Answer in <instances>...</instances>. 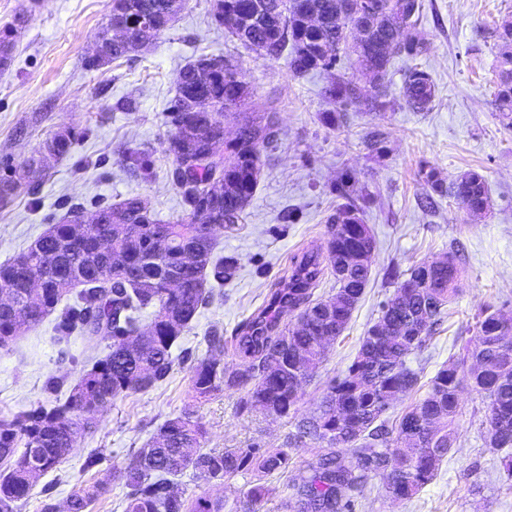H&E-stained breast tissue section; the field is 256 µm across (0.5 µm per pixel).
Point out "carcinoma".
Returning a JSON list of instances; mask_svg holds the SVG:
<instances>
[{
  "instance_id": "carcinoma-1",
  "label": "carcinoma",
  "mask_w": 512,
  "mask_h": 512,
  "mask_svg": "<svg viewBox=\"0 0 512 512\" xmlns=\"http://www.w3.org/2000/svg\"><path fill=\"white\" fill-rule=\"evenodd\" d=\"M181 0H108V22L101 53L87 61L99 68L131 56L163 32ZM420 0H215L212 19L231 40L265 56L287 55L289 71L303 76L331 72L341 54L357 56L372 77L369 110L386 107L387 78L395 56L417 57L422 39L404 30L416 25ZM356 41L349 43L351 31ZM499 42L498 82L494 105L498 118L512 126V20L496 27ZM406 102L421 112L435 96L430 75L416 68L405 75ZM360 88L338 72L326 87L336 109L320 113L321 123L336 129L346 122L342 106L360 97ZM211 111L196 112L197 101ZM248 91L230 60L202 56L180 73L168 119L174 132L169 181L178 189L186 216L168 224L153 217L138 197L101 206L95 221L78 233L73 224L84 207L72 204L30 248L0 265V295H10L15 310L0 304V346L38 326L76 288L75 301L58 317V339L77 333L89 340H112L111 352L80 372L68 396L39 404L12 417H0V512H18L34 480L63 462L83 434L98 425V414L116 399L147 391L165 381L175 365L173 347L182 332L207 305L215 282L229 283L238 273L237 259L214 258L212 226L230 230L241 223L252 199L262 165V150L277 141V107L255 104L261 120L244 117L234 139H224V114L238 110ZM77 133L66 129L45 142L51 156L70 153ZM39 171L38 161L0 176L5 203L21 182ZM430 193L455 198L468 212L490 204L483 176L470 171L444 183L433 168L421 170ZM358 180L345 173L336 183L342 203L331 215L325 260L306 252L287 280L277 284L268 305L243 323L234 338L238 363L224 365V334L214 328L205 337L208 354L190 370L195 398L207 399L226 388H247L243 409L280 419L295 418L303 383L324 360L323 338L336 339L347 328L371 278L374 249L361 214ZM461 254L440 261H421L395 272L396 286L366 329L346 372L332 378L319 409L295 422V439L320 444L311 474L291 486L282 504L286 512H346L364 495L371 480H383L395 501L414 498L438 475L456 447L462 415L459 393L468 387L486 401L490 444L505 452L503 474L512 480V319L489 308L477 317L465 355L441 366L421 398L405 410L392 429L384 415L401 396L420 390V372L409 357L421 351L440 327L447 307L460 291ZM335 277L336 294L314 298L325 270ZM41 279L43 298L28 300L31 275ZM176 280L179 286L170 287ZM152 309L149 328L139 318ZM297 312L292 325L281 324L282 309ZM205 434L196 411L187 407L169 417L157 436L133 454L121 469L130 489L124 512H221L223 504L208 497L186 500L174 490L176 477L187 471L208 482L242 472L286 474L291 457L283 448L201 450ZM351 451L348 460L340 449ZM98 496L95 486L81 487L67 500V512H88Z\"/></svg>"
}]
</instances>
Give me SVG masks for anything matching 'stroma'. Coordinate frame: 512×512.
Returning <instances> with one entry per match:
<instances>
[{
  "mask_svg": "<svg viewBox=\"0 0 512 512\" xmlns=\"http://www.w3.org/2000/svg\"><path fill=\"white\" fill-rule=\"evenodd\" d=\"M213 0H182L168 28L142 52L98 69L86 61L107 23V0H0V28L19 16L27 21L15 38L13 57L0 69V163L21 167L39 158L51 134L68 127L81 137L61 159H48L36 192L20 187L0 206V264L12 261L78 202L87 211L136 196L168 221L183 214L178 190L166 172L172 158L167 142L173 128L166 108L176 93L179 70L203 55L232 60L251 101H275L279 138L262 154L256 192L235 231H216L217 255L237 256V278L202 307L178 339L170 376L152 389L114 401L94 432L83 435L67 460L40 476L19 512H42L47 503L65 508L78 488L103 489L91 512H123L127 488L120 470L128 456L146 447L164 421L185 405L196 404L206 434L202 450L251 446L284 448L290 456L286 475L262 478L268 500L251 504L245 492L256 474L248 472L214 484L185 473L175 481L185 498L206 496L224 502V512H282L292 483L308 476L317 451L310 440L292 444L287 420L242 409L241 389H226L194 403L190 367L207 352L212 326L225 334L262 308L276 283L288 277L295 256L323 252L328 218L338 200L334 185L347 172L370 197L363 219L376 241L372 274L364 295L341 336L332 341L319 368L302 387L297 418L317 409L327 382L351 363L380 303L394 291L389 269L445 258L452 244L462 245L461 291L428 345L409 364L430 380L442 364L463 355L476 316L486 308L512 318V127L496 116L494 92L498 46L492 32L512 18V0H422L412 35L425 52L394 58L389 69L387 105L382 114L365 100L345 108L347 124L324 126L319 115L331 109L326 74L294 76L287 57L257 54L231 41L210 19ZM430 74L435 97L428 111L405 101L408 69ZM385 133L386 150L368 154L361 146L372 128ZM136 153L144 170L131 173L124 156ZM435 167L444 180L480 172L491 206L471 214L455 199L437 198L435 210L418 200L426 191L423 166ZM294 212L295 223L284 222ZM56 314L0 347V416H13L47 401L43 385L60 377L73 383L81 369L104 357L110 342L72 336L58 343ZM461 437L435 480L408 501L388 498L381 479L371 481L354 512H512V482L499 476V455L489 446L486 403L471 389L460 393ZM101 460L88 465V458Z\"/></svg>",
  "mask_w": 512,
  "mask_h": 512,
  "instance_id": "obj_1",
  "label": "stroma"
}]
</instances>
